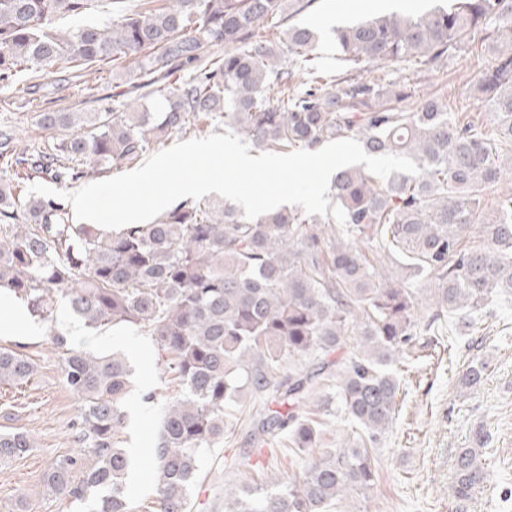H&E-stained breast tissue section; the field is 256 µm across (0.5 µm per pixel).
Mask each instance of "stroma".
Wrapping results in <instances>:
<instances>
[{"instance_id": "stroma-1", "label": "stroma", "mask_w": 512, "mask_h": 512, "mask_svg": "<svg viewBox=\"0 0 512 512\" xmlns=\"http://www.w3.org/2000/svg\"><path fill=\"white\" fill-rule=\"evenodd\" d=\"M377 11L375 0H314L313 7L297 14L293 23L316 31L319 41L311 66L323 74L339 67L333 27L365 19ZM126 62L93 64L64 73L25 70L9 82L0 81V133L13 135L18 147L35 154L47 144L40 129L42 112H95L129 94ZM478 60L462 52L446 61L440 71L417 72L414 66L380 60L368 67L382 82L410 84L414 99L441 94L452 112L476 113L481 102L473 88ZM36 333L0 335V347L26 353L34 374L20 385H0V430L17 428L34 441L23 458L0 465V512H10L18 497H25L30 512H93V502L69 503L46 495L40 478L56 459L73 446L72 424L79 402L66 388L61 355L52 343L54 333L73 344L109 354L123 352L136 365L137 378L146 379L158 401L146 404L128 398L125 409L133 421L128 446L136 465L127 481L133 506L149 505L156 480L151 455L164 400L175 391L158 367L150 337L133 329L111 327L91 330L74 315L65 300H58L51 321H37ZM422 357L401 372L396 416L378 448L372 452L379 477L361 498L343 500L341 512H455L451 486L455 457L471 447L477 430L489 442L483 451L487 480L465 512H512V302H502L483 317L474 333L435 347L429 337L419 339ZM476 358L489 364L477 387L461 390L459 376ZM305 465V456L292 449H255L240 435L202 453L199 474L190 492L191 512H224V493L258 484L262 471L292 475Z\"/></svg>"}]
</instances>
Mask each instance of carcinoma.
Here are the masks:
<instances>
[{
    "instance_id": "carcinoma-1",
    "label": "carcinoma",
    "mask_w": 512,
    "mask_h": 512,
    "mask_svg": "<svg viewBox=\"0 0 512 512\" xmlns=\"http://www.w3.org/2000/svg\"><path fill=\"white\" fill-rule=\"evenodd\" d=\"M164 2L159 11L120 12L101 28L61 34L48 29L52 19L82 13L88 0H0V81L28 69L131 59L139 91L121 112L39 113L51 141L36 155L0 139V160L12 168V181L0 185V290L45 321L64 298L90 328H138L151 337L179 391L160 421L149 512H187L200 456L224 441L225 408L244 396L258 404L249 420L253 446L314 452L317 431L306 407L322 382L336 378V395L323 406L334 399L345 410L348 438L299 475L269 476L263 492L234 491L224 502L225 512H332L339 498L375 484L371 449L395 416L397 367L419 360L418 333L439 344L469 336L498 298L512 296V3L448 0L419 16L392 13L342 27L336 43L348 72L317 76L300 91L297 63L315 50V31L289 26L283 49L256 38L282 0ZM478 31L492 60L475 83L485 111L468 117L437 96L406 110L400 103L410 93L361 69L390 59L434 70L470 47ZM217 45L224 55L202 60ZM200 60L195 78L155 88ZM221 116L260 151L355 138L371 155L412 158L422 173L383 180L362 167L341 169L330 186L337 210L323 217L283 207L249 221L237 207L209 201L110 233L72 224L61 203L24 194L34 173L77 181L90 170L73 167L76 161L101 171L129 163L161 137ZM505 185L489 221L485 196ZM476 224L483 244L469 247L464 237ZM351 337L356 349L347 353ZM53 345L80 412L77 449L44 471L43 491L73 503L91 499L95 512H135L121 440L131 370L124 358L75 348L61 333ZM305 359L309 367L286 369ZM487 371L486 361H471L460 387L477 386ZM33 372L26 354L0 347L1 385L22 384ZM487 439L480 430L476 447L457 453L460 508L486 482L480 452ZM31 448L27 432L0 431V464Z\"/></svg>"
}]
</instances>
